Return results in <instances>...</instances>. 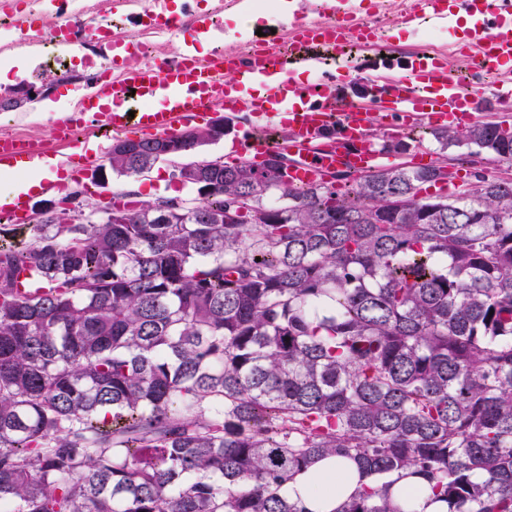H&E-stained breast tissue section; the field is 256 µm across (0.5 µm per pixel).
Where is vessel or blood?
<instances>
[{
	"label": "vessel or blood",
	"instance_id": "b4317fda",
	"mask_svg": "<svg viewBox=\"0 0 512 512\" xmlns=\"http://www.w3.org/2000/svg\"><path fill=\"white\" fill-rule=\"evenodd\" d=\"M314 12L311 18L297 12L288 25L289 64L281 63L274 42L245 53L233 48L204 57L177 53L159 67L127 64L91 76L76 110L91 133L133 137L172 133L217 108L245 113L249 125L236 146L238 156L263 162L271 149L265 133L285 130L288 149L295 155L287 174L292 186L326 183L347 172L361 175L380 164L381 154L370 140L380 119H389L398 129L421 122L462 128L472 122L482 86L456 84L443 52L377 58L372 54L377 39L361 24L356 0H316ZM424 15L443 30L472 19V27L454 42L455 53L473 73L497 69L491 96L501 111L512 112V0H405L399 21L411 27ZM354 45L365 52L359 63L368 89L363 96L351 94L347 83L335 79L327 67ZM295 67L316 78L315 92H300L291 73ZM229 76L245 83L240 95L229 96ZM133 98L140 104L135 113L129 106ZM79 144L78 135H69L62 140L63 152L53 155L37 141L1 133L0 170L32 168L49 156L62 167L78 159L92 163V156L77 155ZM61 189V184L45 181L0 192V215L14 224L30 223L34 198Z\"/></svg>",
	"mask_w": 512,
	"mask_h": 512
}]
</instances>
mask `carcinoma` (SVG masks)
Returning a JSON list of instances; mask_svg holds the SVG:
<instances>
[{
    "label": "carcinoma",
    "mask_w": 512,
    "mask_h": 512,
    "mask_svg": "<svg viewBox=\"0 0 512 512\" xmlns=\"http://www.w3.org/2000/svg\"><path fill=\"white\" fill-rule=\"evenodd\" d=\"M512 164V129L431 131ZM112 172L167 159L124 139ZM199 162L193 198L0 239V512H307L342 456L378 482L337 512H512V182L379 165L329 185ZM393 498L407 512H447L448 503L436 499L426 486V482L417 476L398 480L392 486Z\"/></svg>",
    "instance_id": "1"
}]
</instances>
